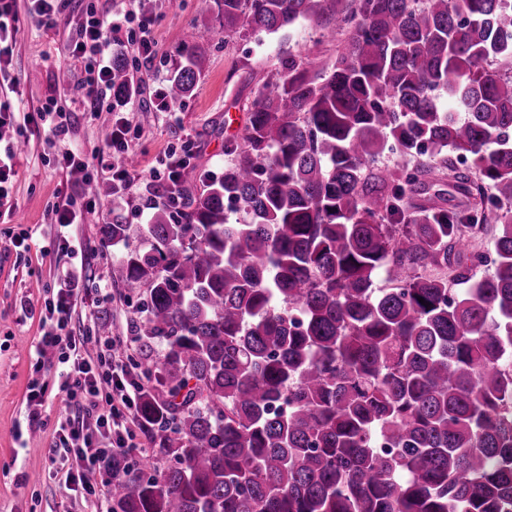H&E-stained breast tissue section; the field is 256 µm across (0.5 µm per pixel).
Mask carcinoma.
<instances>
[{
	"mask_svg": "<svg viewBox=\"0 0 512 512\" xmlns=\"http://www.w3.org/2000/svg\"><path fill=\"white\" fill-rule=\"evenodd\" d=\"M338 2L212 0L221 35L349 36L269 76L183 220L98 227L146 294L151 455L103 460L110 512H512V0Z\"/></svg>",
	"mask_w": 512,
	"mask_h": 512,
	"instance_id": "cac0c4a2",
	"label": "carcinoma"
}]
</instances>
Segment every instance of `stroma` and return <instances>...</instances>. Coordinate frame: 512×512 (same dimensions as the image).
I'll list each match as a JSON object with an SVG mask.
<instances>
[{"label": "stroma", "instance_id": "1", "mask_svg": "<svg viewBox=\"0 0 512 512\" xmlns=\"http://www.w3.org/2000/svg\"><path fill=\"white\" fill-rule=\"evenodd\" d=\"M111 16H120L141 6L157 17L156 55L153 63L133 69L134 80L143 89L141 111L129 119L138 131L133 166L139 176L154 165L168 146L190 141L193 169L204 178L220 177L228 161L224 143L240 135L246 110L256 89L280 65L282 53L333 57L336 46L317 42L305 23L266 37L256 43L228 33L216 38V9H205L201 0H70L54 29L43 30L27 23L21 28L10 72L16 81L20 109L35 111L48 97L69 106L70 93L83 77L81 65L72 57L87 4ZM200 45L208 52L206 69L194 94L175 111H157L153 93L163 87L185 47ZM55 149L41 138H31L15 158L16 177L12 196L16 207L0 222V512H96L97 501L110 495V477L98 480V498L72 496L58 478L51 476L50 446L57 419L67 407L57 384L58 362L53 351L37 354L40 311L65 260L41 247L51 248L54 226L52 206L65 196H81L84 183L76 181L54 162ZM153 191L141 178L122 197L101 199L76 234L87 247L79 286L94 298L100 284L110 277L120 250L99 248V225L120 219L123 223H149L145 209ZM31 230L39 248L23 251L8 239L21 230ZM140 295L113 286L111 302L95 309L79 308L75 323L92 336L115 337L127 370H134L138 345L132 339L131 320ZM40 380L46 387L42 406L27 400L28 384ZM39 411L41 425L29 422Z\"/></svg>", "mask_w": 512, "mask_h": 512}]
</instances>
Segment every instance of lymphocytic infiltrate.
<instances>
[{
    "mask_svg": "<svg viewBox=\"0 0 512 512\" xmlns=\"http://www.w3.org/2000/svg\"><path fill=\"white\" fill-rule=\"evenodd\" d=\"M156 24L155 16L142 11L115 19L88 6L73 48L85 75L71 96L72 110H59L56 98L51 97L38 111L20 116L11 99L0 98V129L10 128L22 139L45 134L58 145L59 161L69 174L84 183L104 178L114 191L127 190L132 174L126 160L134 153L136 143L124 113H113L102 145L88 155L71 147L70 129L75 113L93 116L102 112L112 91V45L133 44L137 63L151 62ZM191 157L189 146L169 149L143 176L148 185L161 188L163 205L176 211L182 207V174ZM96 206L95 199L71 196L52 207L57 251L67 258L69 268L44 301L43 329L37 341L38 349H49L57 355L61 365L59 389L66 396L68 408L66 417L59 419L54 429L51 452L58 463L56 473L69 490L83 497L98 493L97 485L89 483L85 475L103 454L132 453L139 448L133 428L139 382L114 361L111 337H99L102 351L90 359L86 356L87 336L71 326L80 298L75 273L82 269L87 251L73 227L83 223Z\"/></svg>",
    "mask_w": 512,
    "mask_h": 512,
    "instance_id": "1",
    "label": "lymphocytic infiltrate"
}]
</instances>
